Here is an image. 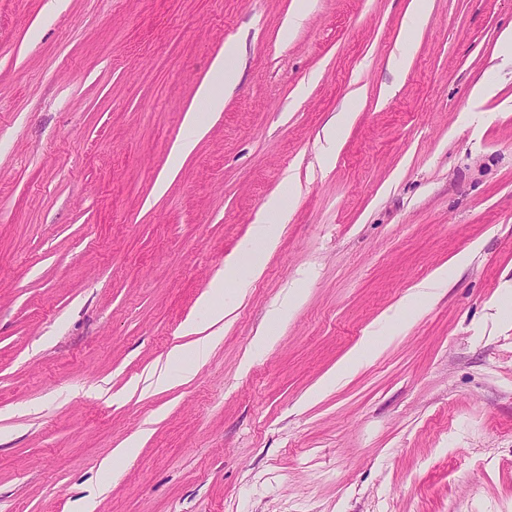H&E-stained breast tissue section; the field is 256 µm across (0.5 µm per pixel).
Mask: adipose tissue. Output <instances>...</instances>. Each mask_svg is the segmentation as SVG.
<instances>
[{
	"instance_id": "1",
	"label": "adipose tissue",
	"mask_w": 512,
	"mask_h": 512,
	"mask_svg": "<svg viewBox=\"0 0 512 512\" xmlns=\"http://www.w3.org/2000/svg\"><path fill=\"white\" fill-rule=\"evenodd\" d=\"M241 52L242 48L238 42L226 40L223 56L218 57L213 63L210 82L200 86L198 95L210 111L223 110L224 93L237 82L238 59ZM286 212L284 196L276 195L266 201L251 226L250 237L240 255L229 264V276H215L201 298V306L207 316L206 323L214 325L223 321L224 287L227 281H234L237 287L243 288L260 275L267 253L277 244L275 223L281 220ZM202 326L193 320L186 323L184 332L192 336V343L176 346L170 351L168 367L153 376L151 388L166 389L183 382L191 376L196 365L209 356L216 344V337L212 334L203 335Z\"/></svg>"
}]
</instances>
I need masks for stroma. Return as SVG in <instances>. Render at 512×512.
<instances>
[{
	"label": "stroma",
	"instance_id": "1",
	"mask_svg": "<svg viewBox=\"0 0 512 512\" xmlns=\"http://www.w3.org/2000/svg\"><path fill=\"white\" fill-rule=\"evenodd\" d=\"M47 3L0 0V512H512V0H429L411 32L415 0ZM289 175L220 342L144 391ZM242 52L240 44L232 39L224 43V56L218 57L212 66L211 81L199 87L198 95L211 112L224 108V91L233 88L238 78V59ZM354 107L350 106L343 109L341 112H338L336 116L332 119L331 124L328 126L326 131V142L327 147L323 153V162L329 163L333 157L334 151H336V147L339 141L340 132L345 129L351 121V113L354 112ZM185 124L190 133L180 142L175 144L173 148L172 161L175 165L180 164L188 155L193 152L200 137L202 122L198 113L187 112L185 117Z\"/></svg>",
	"mask_w": 512,
	"mask_h": 512
}]
</instances>
